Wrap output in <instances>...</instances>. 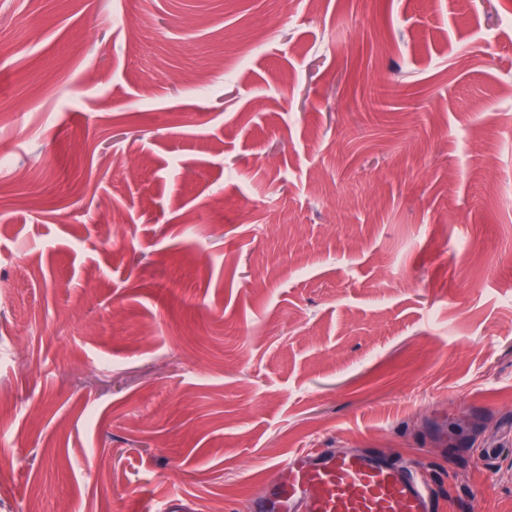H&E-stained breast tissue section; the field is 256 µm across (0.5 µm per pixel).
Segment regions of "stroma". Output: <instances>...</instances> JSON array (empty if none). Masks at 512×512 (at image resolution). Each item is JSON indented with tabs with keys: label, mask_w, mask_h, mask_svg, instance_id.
<instances>
[{
	"label": "stroma",
	"mask_w": 512,
	"mask_h": 512,
	"mask_svg": "<svg viewBox=\"0 0 512 512\" xmlns=\"http://www.w3.org/2000/svg\"><path fill=\"white\" fill-rule=\"evenodd\" d=\"M304 448L512 512V0H0V512Z\"/></svg>",
	"instance_id": "35a3bbf8"
}]
</instances>
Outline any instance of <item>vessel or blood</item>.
I'll return each instance as SVG.
<instances>
[{"label":"vessel or blood","mask_w":512,"mask_h":512,"mask_svg":"<svg viewBox=\"0 0 512 512\" xmlns=\"http://www.w3.org/2000/svg\"><path fill=\"white\" fill-rule=\"evenodd\" d=\"M257 512H433L434 491L417 463L309 448L291 454Z\"/></svg>","instance_id":"vessel-or-blood-1"}]
</instances>
